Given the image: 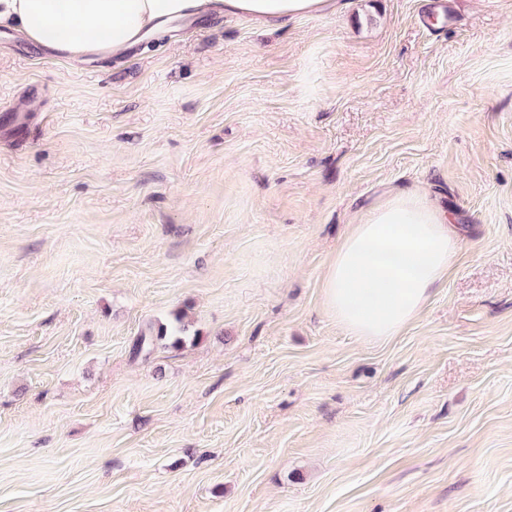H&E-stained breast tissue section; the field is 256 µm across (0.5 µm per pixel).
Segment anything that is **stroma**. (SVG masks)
Masks as SVG:
<instances>
[{
  "mask_svg": "<svg viewBox=\"0 0 512 512\" xmlns=\"http://www.w3.org/2000/svg\"><path fill=\"white\" fill-rule=\"evenodd\" d=\"M346 2L85 61L0 30V512H512V0ZM414 188L452 270L349 335L322 272ZM180 326L177 328H173L171 330L168 329V326L166 325H158L157 328L150 325L146 331H144L141 336L138 339V345H137V351H141L144 348H149L153 341H163L165 339H173L171 344L173 346H176L182 342V337L176 335L177 332H183L185 331V325L182 324V320L178 319L176 320Z\"/></svg>",
  "mask_w": 512,
  "mask_h": 512,
  "instance_id": "35a3bbf8",
  "label": "stroma"
}]
</instances>
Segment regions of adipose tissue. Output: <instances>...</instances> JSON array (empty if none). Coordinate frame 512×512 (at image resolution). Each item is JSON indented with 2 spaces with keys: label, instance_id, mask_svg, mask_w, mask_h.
I'll list each match as a JSON object with an SVG mask.
<instances>
[{
  "label": "adipose tissue",
  "instance_id": "adipose-tissue-1",
  "mask_svg": "<svg viewBox=\"0 0 512 512\" xmlns=\"http://www.w3.org/2000/svg\"><path fill=\"white\" fill-rule=\"evenodd\" d=\"M337 6V0H0V27L76 59L122 53L179 21L234 13L278 24ZM458 249V231L439 206L417 191L392 193L352 227L327 265L324 305L351 335L389 340L421 314Z\"/></svg>",
  "mask_w": 512,
  "mask_h": 512
}]
</instances>
